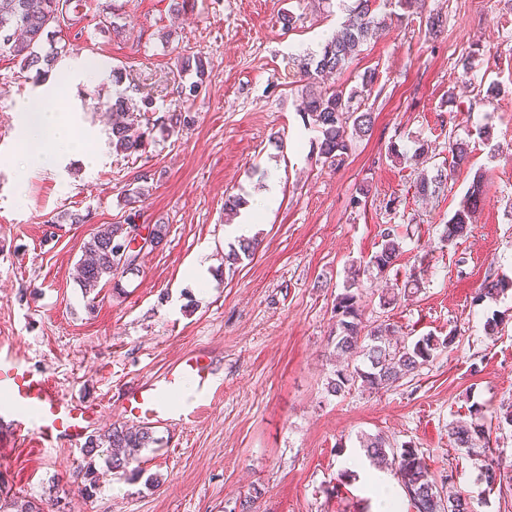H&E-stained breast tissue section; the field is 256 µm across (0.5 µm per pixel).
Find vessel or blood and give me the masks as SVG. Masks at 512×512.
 I'll list each match as a JSON object with an SVG mask.
<instances>
[{
  "label": "vessel or blood",
  "mask_w": 512,
  "mask_h": 512,
  "mask_svg": "<svg viewBox=\"0 0 512 512\" xmlns=\"http://www.w3.org/2000/svg\"><path fill=\"white\" fill-rule=\"evenodd\" d=\"M191 382V394L181 391ZM217 385L208 355L181 356L154 380L129 387L126 418L138 425L183 426L214 396ZM102 409L64 393L50 376L35 371L9 349H0V447L15 448L28 440L37 447L78 445L98 424Z\"/></svg>",
  "instance_id": "1"
}]
</instances>
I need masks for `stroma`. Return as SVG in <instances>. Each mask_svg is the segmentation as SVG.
Listing matches in <instances>:
<instances>
[{"label": "stroma", "mask_w": 512, "mask_h": 512, "mask_svg": "<svg viewBox=\"0 0 512 512\" xmlns=\"http://www.w3.org/2000/svg\"><path fill=\"white\" fill-rule=\"evenodd\" d=\"M107 2L115 32L101 25ZM378 3L385 31L335 79L348 88L375 71L366 102L374 125L336 169L317 159L318 134L297 110L298 79L305 55L338 30L344 0H70L81 28L64 33L67 54L49 80L62 84L61 108L97 161L66 157L30 171L21 189L20 110L43 86L0 56V344L101 406L100 434L125 423L127 387L192 349L209 353L220 385L189 426L153 428L136 473H113L80 446H21L0 456V492L45 512H241L245 502L250 512H413L393 472L375 470L359 446L361 435L379 433L418 448L432 475L452 473L472 512H512V490L479 481L482 457L448 436L473 408L512 406V288L476 298L485 282L512 280V0H426L444 18L435 34L397 0ZM288 11L298 16L290 31L279 21ZM192 55L205 81L185 102L177 59ZM116 70L132 101L187 111L191 123L139 153H113L95 104L111 97ZM459 139L467 162L438 197L419 199L417 181ZM395 149L404 160L392 161ZM273 171L281 199L258 229L259 249L225 265V199H255ZM143 174L146 198L129 208L124 193ZM478 175L485 199L472 229L443 246ZM72 213L85 223H70ZM129 217L168 225L167 238L138 275L89 300L74 279L83 245ZM388 225L402 253L385 274L364 275L365 321L392 323L407 342L453 331L456 344L392 387L334 396L335 299L351 262L377 251ZM197 262L210 274L201 287L184 276ZM418 270L422 287L403 295ZM391 292L396 305L380 307Z\"/></svg>", "instance_id": "obj_1"}]
</instances>
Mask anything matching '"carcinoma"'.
I'll use <instances>...</instances> for the list:
<instances>
[{"mask_svg":"<svg viewBox=\"0 0 512 512\" xmlns=\"http://www.w3.org/2000/svg\"><path fill=\"white\" fill-rule=\"evenodd\" d=\"M69 0H0V54L19 61L21 68L35 72L41 79L55 67L65 51L58 26V15L64 14L70 26L77 27L82 16L69 11ZM376 0H354L348 9L340 29L329 38L321 49L305 59L302 74L305 84L301 90L300 113L305 125L315 128L320 137L318 155L323 162L338 167L349 156L352 143L370 130L373 116L366 108L365 98L371 95L375 73L362 76L360 86L349 90L328 87L325 81L331 75H340L363 52V47L376 39L383 30L384 20L375 12ZM179 70L192 72L195 80L177 86L179 98L187 102L205 80V68L201 58L184 57ZM97 108L112 115L110 144L117 154L131 155L143 149L146 131L128 99L118 92L97 103ZM190 116L177 109L157 116L152 128L170 134L175 128L189 123ZM452 168L466 163L469 144L457 141L450 147ZM443 171L431 178L423 177L417 183L418 196L426 200L441 189ZM484 199V184L475 179L469 186L464 202L448 219L442 235L446 245L470 232L473 215ZM133 223L107 224L84 243V258L79 264L78 283L87 295L98 294L99 289L116 278L139 273L137 256L125 254L133 241ZM379 250L367 261L352 264L343 283V292L336 296L334 313L336 328L331 336L336 354L348 358L344 369L334 372L328 381V392L341 395L354 387L383 389L404 377L418 372L429 363L434 353L455 343L454 332L440 340L424 336L402 346L391 343L396 334L393 325L380 323L368 327L361 310L360 273L372 268L378 272L390 268L401 254L402 246L395 229L391 226L380 232ZM254 239H242L230 246L226 255L233 265L251 258L257 249ZM487 427L478 422L453 423L448 435L459 448H482L495 453L486 437ZM155 439L152 432L141 426H114L103 435L89 438L85 444L88 455L104 453L107 462L116 473L126 472L138 461L139 452L149 447ZM360 447L373 464L395 467V473L409 497L415 512H471L470 499L460 491H448L438 487L429 474L418 449L410 444L402 446V452L394 453L391 444L380 435L365 434L360 437Z\"/></svg>","mask_w":512,"mask_h":512,"instance_id":"1","label":"carcinoma"}]
</instances>
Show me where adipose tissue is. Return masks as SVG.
<instances>
[{
	"label": "adipose tissue",
	"instance_id": "obj_1",
	"mask_svg": "<svg viewBox=\"0 0 512 512\" xmlns=\"http://www.w3.org/2000/svg\"><path fill=\"white\" fill-rule=\"evenodd\" d=\"M56 91L34 98L20 117V143L29 168L48 167L61 154L80 153L81 142L73 122L57 110Z\"/></svg>",
	"mask_w": 512,
	"mask_h": 512
}]
</instances>
